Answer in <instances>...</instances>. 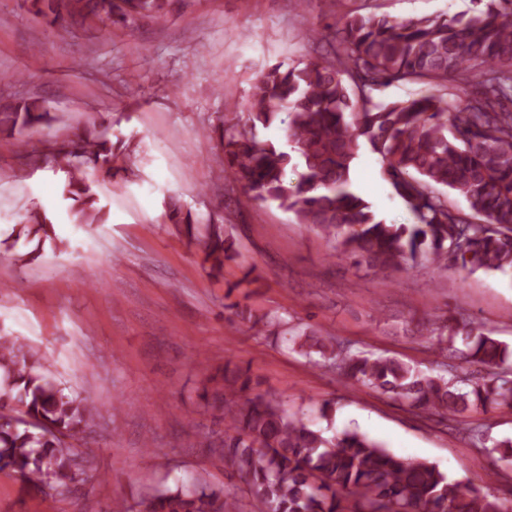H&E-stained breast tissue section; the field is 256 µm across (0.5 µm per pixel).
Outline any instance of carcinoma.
Here are the masks:
<instances>
[{
  "mask_svg": "<svg viewBox=\"0 0 512 512\" xmlns=\"http://www.w3.org/2000/svg\"><path fill=\"white\" fill-rule=\"evenodd\" d=\"M37 13L84 22L103 15L114 24L165 17L172 0H34ZM485 8L464 17L431 15L406 22L349 13L309 39L319 56L303 66L267 68L244 109L225 103L208 133L222 150L221 163L247 200L275 203L313 224L359 264L388 277L407 265H452L471 271L512 272V0H478ZM480 88L448 98V81ZM425 85L417 96L390 103L374 95L382 86ZM50 121L34 99L0 113L9 133ZM283 125L279 141L257 130ZM367 145L385 165L414 224H388L350 189L351 169ZM104 132L88 129L75 140L28 155L30 167L51 165L65 174L61 196L73 202L80 224L101 223L103 208L85 176L91 166L109 179L118 174ZM299 171L288 185V168ZM447 188L464 197L470 213L448 205ZM168 219L183 225L204 254L210 273L234 259L224 225L199 228L182 215L178 200ZM46 214L34 211L18 235L47 232ZM261 336L276 334L282 320L225 305ZM289 342L314 365L344 382L403 400L430 416L512 410V347L477 326L444 318L438 327L437 374L396 357L351 347L314 329L294 330ZM478 365L483 375H460L454 360ZM214 418L224 438L206 444L224 471L236 476L253 512H512V498L484 484L463 485L433 463L404 458L357 431L328 438L259 390L250 369L232 360L209 376ZM96 425L95 408L67 392L33 346L0 336V470L12 471L26 493L48 494L79 482L76 442ZM496 472L512 470V438L490 440L472 431ZM112 512H238L235 499L207 483L160 485Z\"/></svg>",
  "mask_w": 512,
  "mask_h": 512,
  "instance_id": "obj_1",
  "label": "carcinoma"
}]
</instances>
